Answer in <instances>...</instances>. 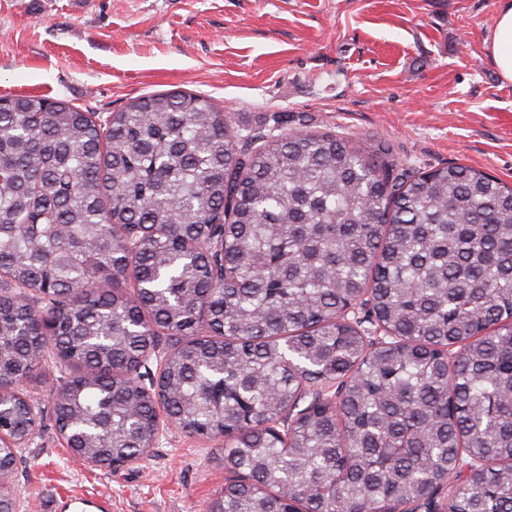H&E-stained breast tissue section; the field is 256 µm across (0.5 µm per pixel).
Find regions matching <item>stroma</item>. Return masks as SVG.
Returning <instances> with one entry per match:
<instances>
[{"instance_id":"obj_1","label":"stroma","mask_w":512,"mask_h":512,"mask_svg":"<svg viewBox=\"0 0 512 512\" xmlns=\"http://www.w3.org/2000/svg\"><path fill=\"white\" fill-rule=\"evenodd\" d=\"M501 0H0V96L117 112L153 93L209 96L235 130L375 136L424 171L512 183V83L485 46ZM74 369L24 384L46 414L14 475L23 512H206L224 442L170 428L116 471L74 461L49 412Z\"/></svg>"}]
</instances>
